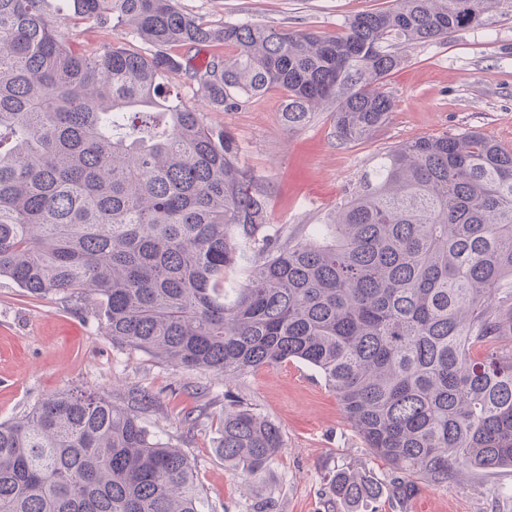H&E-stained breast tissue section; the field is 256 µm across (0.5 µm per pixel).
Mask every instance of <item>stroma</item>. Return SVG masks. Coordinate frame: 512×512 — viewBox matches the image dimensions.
I'll return each mask as SVG.
<instances>
[{
  "mask_svg": "<svg viewBox=\"0 0 512 512\" xmlns=\"http://www.w3.org/2000/svg\"><path fill=\"white\" fill-rule=\"evenodd\" d=\"M214 26L264 23L292 30L336 32L355 15L393 7L394 0H176ZM80 48L132 43L129 26L65 27ZM400 66L387 77L393 100L387 121L367 139L339 143L332 109L288 130L284 95L271 90L234 112L213 111L184 74L172 81L213 126L230 131L239 160L264 189L267 234L293 245L318 236L365 174L399 145L475 130L512 151V0H494L477 24L444 41L394 45ZM72 389L106 393L135 411L158 441L180 448L202 491L203 512H347L328 510L327 477L348 467L386 479L346 420L335 393L300 361L262 368L237 381L174 366L112 343L95 296H28L0 277V421L27 414L45 394ZM232 393L280 426L285 448L258 480L224 464L217 446L224 395ZM359 512H512V469L458 477L421 489L405 505L380 497Z\"/></svg>",
  "mask_w": 512,
  "mask_h": 512,
  "instance_id": "obj_1",
  "label": "stroma"
}]
</instances>
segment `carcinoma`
Returning <instances> with one entry per match:
<instances>
[{"mask_svg": "<svg viewBox=\"0 0 512 512\" xmlns=\"http://www.w3.org/2000/svg\"><path fill=\"white\" fill-rule=\"evenodd\" d=\"M0 0V277L33 297L95 292L112 343L229 382L298 359L318 369L387 488L338 470L328 506L404 504L455 472L512 468V152L486 136L389 152L320 240L263 234L266 198L169 83L177 51L233 48L190 73L219 112L277 88L288 129L336 105L351 144L393 109L389 43L445 40L493 0H396L318 34L215 27L174 0ZM129 25L134 44L80 49L61 21ZM239 287L230 286L237 274ZM280 427L224 396L217 451L248 480ZM180 449L99 392H55L0 422V512H201Z\"/></svg>", "mask_w": 512, "mask_h": 512, "instance_id": "1", "label": "carcinoma"}]
</instances>
